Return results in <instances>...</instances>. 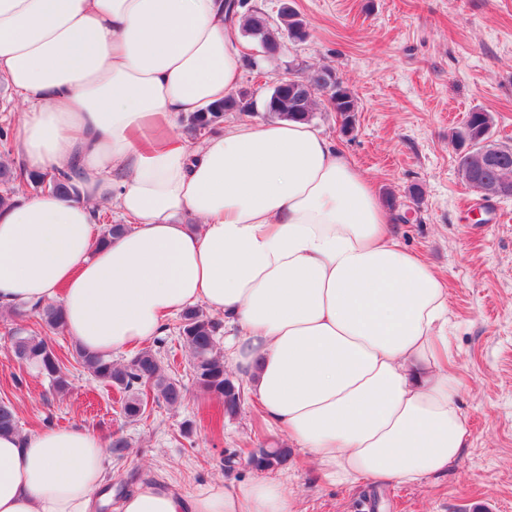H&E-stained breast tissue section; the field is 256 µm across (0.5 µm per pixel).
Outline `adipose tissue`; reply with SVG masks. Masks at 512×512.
<instances>
[{"mask_svg":"<svg viewBox=\"0 0 512 512\" xmlns=\"http://www.w3.org/2000/svg\"><path fill=\"white\" fill-rule=\"evenodd\" d=\"M242 55L224 0H0L20 151L79 192L0 209V309L59 299L69 336L108 355L203 305L263 418L327 481L447 473L468 434L448 292L369 176L305 121L241 122L194 149L137 140L231 94ZM107 205L131 227L103 245ZM104 459L85 429L0 436V512H93ZM122 512H297V494L267 477L189 499L143 485Z\"/></svg>","mask_w":512,"mask_h":512,"instance_id":"adipose-tissue-1","label":"adipose tissue"}]
</instances>
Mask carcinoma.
I'll list each match as a JSON object with an SVG mask.
<instances>
[{
  "label": "carcinoma",
  "instance_id": "carcinoma-1",
  "mask_svg": "<svg viewBox=\"0 0 512 512\" xmlns=\"http://www.w3.org/2000/svg\"><path fill=\"white\" fill-rule=\"evenodd\" d=\"M282 25H272L269 18L258 9H251L242 15L240 28L245 36L254 40L264 50V55L245 58V66L252 71L261 68L265 57L278 54L284 40L301 30L304 23L291 9L280 13ZM295 82L282 89L273 85L264 98L263 109L271 117L288 121L313 119L315 94L323 93V87L331 80V69L320 68L304 76H294ZM327 105L337 112L342 121V130L354 128V112L357 100L352 92L341 86L335 96L326 100ZM256 106L254 93L244 89L229 95L211 105L203 112L187 116L189 127L194 131L211 130L224 122L227 112H252ZM0 207L9 204L20 195L50 191L64 198H75L78 190L71 177L59 171H36L24 166L11 168L0 164ZM27 310L38 314L45 328L55 332L64 326L61 308L53 305L23 304L14 311ZM219 324L211 319L202 308L192 306L181 314V338L191 353V372L196 384L205 392L222 400L226 417L236 416L244 403V387L224 365V354L216 350V335ZM14 355L52 379L58 391L69 388L63 372L65 360L55 352L41 333L17 330L12 334ZM73 360L86 369L101 383L115 387L126 395L122 401L125 418L137 420L146 413L149 401L162 400L166 404H181L186 394L180 382L165 371L161 353L145 349L124 363L110 357L87 352L79 347L71 353ZM19 431V420L14 409L0 403V432ZM293 449L284 444L259 447L250 451L246 463L256 471H273L288 465Z\"/></svg>",
  "mask_w": 512,
  "mask_h": 512
}]
</instances>
